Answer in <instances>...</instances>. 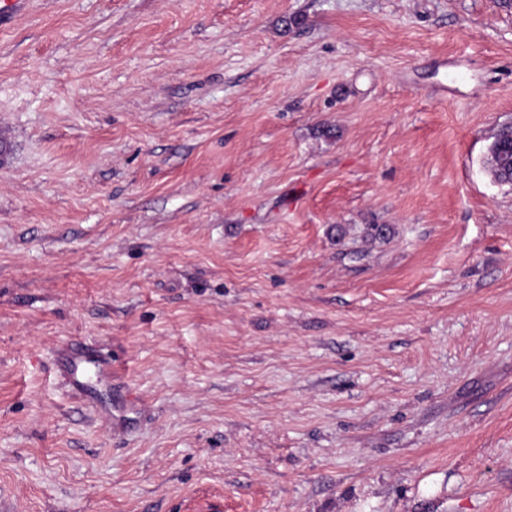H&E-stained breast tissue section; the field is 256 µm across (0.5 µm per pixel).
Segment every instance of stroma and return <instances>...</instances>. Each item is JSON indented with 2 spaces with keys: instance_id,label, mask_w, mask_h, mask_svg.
Returning <instances> with one entry per match:
<instances>
[{
  "instance_id": "1",
  "label": "stroma",
  "mask_w": 512,
  "mask_h": 512,
  "mask_svg": "<svg viewBox=\"0 0 512 512\" xmlns=\"http://www.w3.org/2000/svg\"><path fill=\"white\" fill-rule=\"evenodd\" d=\"M0 123V512H512V9L28 0ZM487 169L494 181L512 186V125L501 128L488 149ZM62 365L72 386L90 404H96L91 395L87 382L83 380V373L92 368L98 382L112 383V368L105 362L93 358V355L82 348H66L62 353Z\"/></svg>"
}]
</instances>
